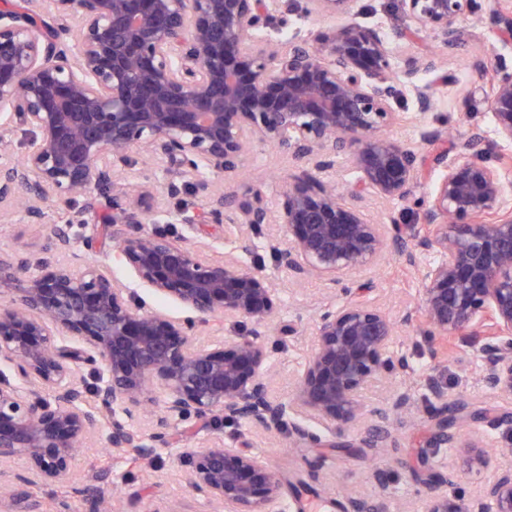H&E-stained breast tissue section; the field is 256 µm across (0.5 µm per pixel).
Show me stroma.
<instances>
[{"label":"stroma","instance_id":"obj_1","mask_svg":"<svg viewBox=\"0 0 512 512\" xmlns=\"http://www.w3.org/2000/svg\"><path fill=\"white\" fill-rule=\"evenodd\" d=\"M491 0H478V10L470 16L465 28L468 35L453 51L444 49L430 32H421L407 43L391 40L394 69H402L410 56L436 53L442 59L440 68L421 71L418 82L431 86L435 106L432 112L416 115L410 88H402L395 106L403 119L387 128L389 137L415 147L424 159V173L413 196L406 201L380 200L365 197L360 207L375 224H415L424 203L433 192L441 175L432 162L439 149H447L450 157L467 155L466 144L472 127H479L491 156L512 155V144L498 141L489 111L486 90L491 63L497 57L512 61V44H502L489 23ZM397 0H355L349 15H329L299 11L290 15L286 26L271 23L259 33L265 40L296 38L312 39L315 34L331 32L346 23L380 28L390 34L397 16ZM439 129L447 137L443 145L423 141L424 131ZM304 165L268 144L254 145L246 156L240 177L225 182L224 189L238 197H248L252 189H260L269 212H276L281 196L293 177L302 174ZM76 204L58 200L49 203L39 221H32L25 211L13 212L0 221V250L27 258L30 272L61 260L62 252L52 243L55 225L74 216ZM174 238L202 242L213 256L238 255L247 266H259L271 275L277 288L272 323L263 343L268 354L265 382L270 395L291 400L296 378L314 346L316 320L324 307L340 305L347 299L342 287L314 278L294 277L278 267L274 245L283 237L280 225L266 224L253 234V249L238 253L236 231L229 224H200L187 228L171 225ZM84 262L107 264L114 278L126 283L131 291L152 308L167 311L171 305L139 284L130 269L110 248L86 249L76 245ZM434 259L433 254L417 252L414 263H407L392 254L376 266L355 273L357 281L371 282L369 300L393 321L401 322L409 308L418 306L422 298L421 269ZM294 327V334H284V327ZM436 337L427 335L423 323L403 325L393 340L395 357L406 358L409 369L396 372L369 384L363 399L375 416L366 421V428L376 430L382 425L380 412L398 413L390 428V436L379 448L360 447L359 433H351L350 447H295L287 431H266L246 420L237 424L216 425L194 436L178 437L173 447L159 449L151 460L133 467L124 453L109 447L105 434L91 440V453H76L73 481L89 479L99 469H106L108 478L103 487L111 499V512H225L217 504L195 491L185 479L186 460L198 442L207 438L223 439L226 445L243 449L264 461L285 483L280 512H343L349 494L367 499L383 497L389 512H423L431 492L428 470L443 474L447 482L444 492L476 497L482 478L477 470L468 469L461 449L447 446L439 449L430 464H423L422 450L428 440L429 379H439L448 388V399L463 402L468 409H486L501 415L512 413V396L486 387L484 363L479 354L464 344L449 348L447 356L434 354ZM406 397L407 408L396 412L399 397ZM469 432L477 434L488 451L489 468L512 466V455L501 454V447L512 442V425L495 427L484 422L468 424Z\"/></svg>","mask_w":512,"mask_h":512}]
</instances>
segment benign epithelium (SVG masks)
Returning <instances> with one entry per match:
<instances>
[{
  "label": "benign epithelium",
  "instance_id": "7a95c632",
  "mask_svg": "<svg viewBox=\"0 0 512 512\" xmlns=\"http://www.w3.org/2000/svg\"><path fill=\"white\" fill-rule=\"evenodd\" d=\"M19 0L0 9V128L23 127L21 158L0 141V211L24 204L41 218L53 196L83 201L92 216L68 220L54 233L66 250L113 242L138 280L189 316L146 307L102 265L74 262L21 274L26 261L0 250V475L18 458L26 480L41 485L70 478L74 450L110 418L108 439L135 460L170 444V429L196 419L207 428L249 420L287 429L295 442L318 435L290 419L288 403L270 397L263 381L261 339L273 313L272 278L238 260L209 258L199 247L145 229L158 224V191L198 198L172 216L175 224H242L238 249L252 250L262 224L283 225L279 266L336 284L407 241L437 261L422 272L423 319L439 336L453 335L479 351L484 380L512 394V199L501 171L483 159L435 157L443 167L420 224L384 231L350 201L366 194L409 198L423 160L382 130L399 118L397 85L411 88L418 114L433 108L429 87L416 82L437 57L409 61L391 78L390 43L373 27L347 23L312 41L270 45L257 33L269 25V0ZM314 11L345 14L354 0H306ZM408 21L393 28L412 41L429 30L449 49L464 41V20L476 0H398ZM498 39L512 42V9L490 12ZM489 109L499 139L512 142V65L495 59ZM255 143L298 159L327 164L344 153L358 179L341 192L310 174L283 192L271 218L260 190L248 200L216 194L213 179L239 172ZM139 146L168 166L162 189L124 187L117 174ZM92 233H87V228ZM222 314L238 319L229 345L194 344V329ZM394 324L360 296L323 311L316 344L298 378L295 405L342 429L362 418L365 386L406 370L390 355ZM90 374L94 384L86 382ZM162 394L155 432L144 437L130 421ZM431 454L463 423L501 421L486 411L448 405V388L430 379ZM469 463H487L480 442L460 443ZM189 485L229 512H278L280 481L257 457L213 441L189 459ZM512 512V467L495 470L466 502L438 493L426 512ZM346 512H386L382 502L348 499Z\"/></svg>",
  "mask_w": 512,
  "mask_h": 512
}]
</instances>
